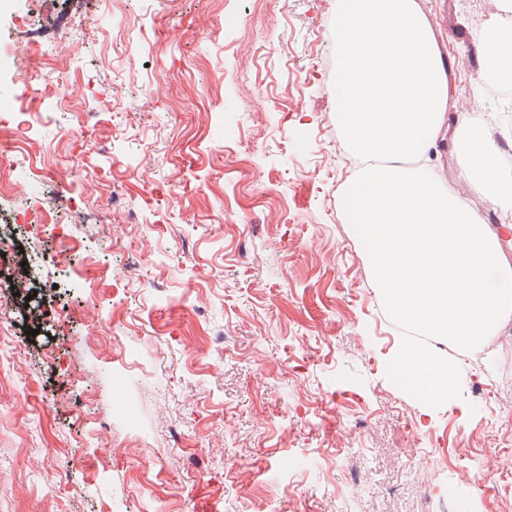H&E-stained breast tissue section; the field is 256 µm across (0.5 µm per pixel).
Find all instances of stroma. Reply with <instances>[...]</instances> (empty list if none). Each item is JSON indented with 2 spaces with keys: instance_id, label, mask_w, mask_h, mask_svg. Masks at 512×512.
<instances>
[{
  "instance_id": "35a3bbf8",
  "label": "stroma",
  "mask_w": 512,
  "mask_h": 512,
  "mask_svg": "<svg viewBox=\"0 0 512 512\" xmlns=\"http://www.w3.org/2000/svg\"><path fill=\"white\" fill-rule=\"evenodd\" d=\"M416 4L454 71L426 163L512 225L456 148L512 116L479 43L503 0ZM337 5L0 0V113L37 115L6 166L52 174L0 197L26 218L0 282L35 271L33 299L0 291V512H512V319L428 426L387 375L403 331L342 209ZM94 276L119 294L88 302Z\"/></svg>"
}]
</instances>
